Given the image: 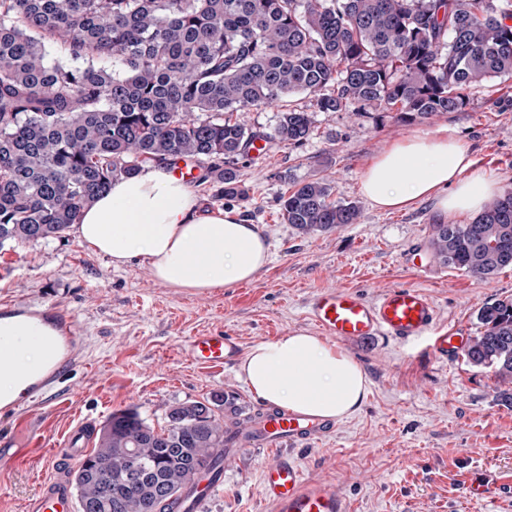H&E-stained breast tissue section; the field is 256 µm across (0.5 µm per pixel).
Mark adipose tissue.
I'll return each mask as SVG.
<instances>
[{
    "label": "adipose tissue",
    "instance_id": "1",
    "mask_svg": "<svg viewBox=\"0 0 512 512\" xmlns=\"http://www.w3.org/2000/svg\"><path fill=\"white\" fill-rule=\"evenodd\" d=\"M467 149L447 129L412 134L373 157L360 191L381 210H403L435 201L444 215L482 213L503 189L482 173H471ZM95 254L121 266L143 256L155 277L185 291L206 292L252 281L268 261L256 225L231 211L201 212L198 200L170 171L152 167L114 181L75 226ZM47 326L19 317L0 318V401L18 399L46 371L40 337ZM251 393L278 407L340 420L364 400L368 379L345 351L304 330L253 346L238 365Z\"/></svg>",
    "mask_w": 512,
    "mask_h": 512
}]
</instances>
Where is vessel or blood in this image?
<instances>
[{
  "label": "vessel or blood",
  "mask_w": 512,
  "mask_h": 512,
  "mask_svg": "<svg viewBox=\"0 0 512 512\" xmlns=\"http://www.w3.org/2000/svg\"><path fill=\"white\" fill-rule=\"evenodd\" d=\"M6 308L46 322L56 332L48 355L49 372L28 390L31 403L36 404L60 382L66 369L77 363L86 338L75 315L62 306L35 309L23 302H10ZM306 315L323 336L342 345L371 342L380 337L401 342L423 341L442 360L456 356L463 347L457 333L440 326L435 303L418 288H386L371 299L354 289L326 288L307 300ZM183 353L192 363L220 368L237 357L239 345L223 332L213 331L190 337ZM93 425L89 418L78 422L65 438L64 452L46 458L50 475L29 501L27 512H77L64 465L80 461L89 453ZM336 429L333 420L277 408L247 425L230 428L228 435L236 450L268 451L260 491L272 512H350L335 483L305 476L300 463L291 455L295 447L331 438ZM511 480L500 472L486 470L466 475L461 487L466 496L478 499ZM223 484V467L202 471L195 488L175 503L176 512H204L209 499Z\"/></svg>",
  "instance_id": "1"
}]
</instances>
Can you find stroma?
<instances>
[{
  "instance_id": "1",
  "label": "stroma",
  "mask_w": 512,
  "mask_h": 512,
  "mask_svg": "<svg viewBox=\"0 0 512 512\" xmlns=\"http://www.w3.org/2000/svg\"><path fill=\"white\" fill-rule=\"evenodd\" d=\"M293 105L311 112L314 132L303 144L273 140L277 110L237 112L247 129L269 135L261 158L236 164L242 195L221 196L215 184L192 185L203 210L233 211L257 225L269 261L251 282L206 293H186L154 276L137 258L117 267L89 252L74 231L47 242L0 251V302L70 309L87 341L79 364L41 402L26 423L0 415V456L26 451L21 467L0 466V512H26L48 472L43 446L63 443L70 426L86 418L104 423L112 412L134 408L149 424L165 426L176 405L233 399L258 405L237 375L236 363L217 370L193 364L180 348L191 336L223 330L241 352L298 330L312 331L305 303L323 288H350L366 297L393 286L424 290L442 326L465 336L482 329L480 309L512 298V270L480 279L440 263L430 240L436 224H466V215L440 214L430 200L400 211L373 208L360 192L364 166L411 133L447 128L468 150L474 167L512 187V79L474 87L460 112L424 121L395 112H320L312 95ZM322 179L332 200L359 208L356 223L329 232L299 234L281 218V199L293 184ZM363 367L368 393L339 422L336 434L296 450L305 473L334 480L352 512H507L503 493L462 496L464 474L492 468L512 474V407L491 369L465 355L443 362L421 343L376 340L347 346ZM266 461L249 449L224 468V487L208 512H271L259 495Z\"/></svg>"
}]
</instances>
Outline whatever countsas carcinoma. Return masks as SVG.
<instances>
[{"label":"carcinoma","mask_w":512,"mask_h":512,"mask_svg":"<svg viewBox=\"0 0 512 512\" xmlns=\"http://www.w3.org/2000/svg\"><path fill=\"white\" fill-rule=\"evenodd\" d=\"M66 60L50 63L45 46ZM112 61V70L97 65ZM512 77V6L497 0H0V249L61 238L113 181L197 163L196 182L241 194L258 134L233 113L281 104L274 138L298 145L311 113L393 110L416 120ZM323 180L284 196L303 235L355 223ZM436 257L481 278L512 269V189L470 224H435ZM466 351L512 381V299L482 307ZM228 447L215 405L173 407L157 431L112 414L72 475L78 512H166Z\"/></svg>","instance_id":"obj_1"}]
</instances>
